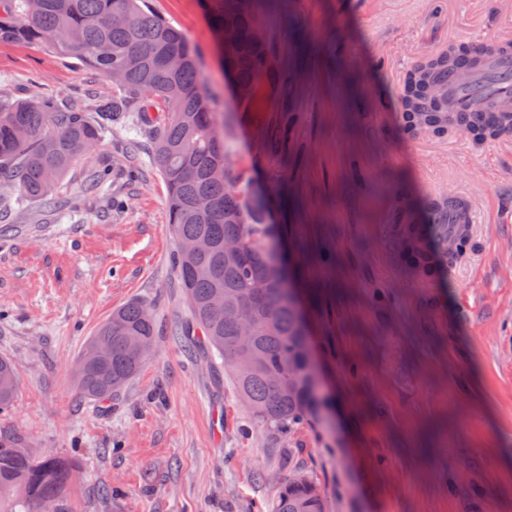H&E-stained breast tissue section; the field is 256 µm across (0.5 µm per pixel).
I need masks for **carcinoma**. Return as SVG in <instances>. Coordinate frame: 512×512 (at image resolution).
Returning <instances> with one entry per match:
<instances>
[{
    "label": "carcinoma",
    "mask_w": 512,
    "mask_h": 512,
    "mask_svg": "<svg viewBox=\"0 0 512 512\" xmlns=\"http://www.w3.org/2000/svg\"><path fill=\"white\" fill-rule=\"evenodd\" d=\"M143 0H0V41L36 43L71 55L112 82V95L95 105L65 106L53 96L0 99V185L19 182L22 191L55 206L56 185L101 142L105 123L138 113L146 124L155 103L167 116L159 125L154 155L168 187V220L176 240H199L195 255L176 251L174 261L186 289L191 341L221 360L252 430L284 437L317 419L327 403L319 394L311 340L293 300L285 267L272 268L266 245L265 206L249 201L228 172L229 153L218 132L216 111L204 87L195 48L169 22L144 8ZM221 38L224 68L241 88L240 103L260 105L276 89L288 99L285 80L265 28L275 0H201ZM471 62L450 50L418 61L402 89L406 126L448 131V66ZM288 107L267 133L269 151L288 136ZM512 128V104L476 118L467 132L477 142ZM112 178L109 164L85 171L88 188ZM403 261L428 278L436 275L416 225L404 230ZM155 323L142 303L112 314L90 337L75 362L80 392L102 405L117 395L143 363L137 350L153 343ZM16 367L0 359V413L13 403ZM267 512H324L320 489L303 469L288 464ZM70 462L35 458L0 437V512H42L52 502L69 512L64 492Z\"/></svg>",
    "instance_id": "carcinoma-1"
}]
</instances>
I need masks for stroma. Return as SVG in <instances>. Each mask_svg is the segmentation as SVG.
<instances>
[{"mask_svg":"<svg viewBox=\"0 0 512 512\" xmlns=\"http://www.w3.org/2000/svg\"><path fill=\"white\" fill-rule=\"evenodd\" d=\"M195 47L231 148L230 175L267 203V242L304 290L324 418L281 440L244 435L231 383L189 347L187 295L153 128L113 125L47 212L20 187L0 224V357L18 372L0 430L71 460L72 512H259L289 462L326 512H512V132L477 143L407 129L399 93L422 58L512 34V0H280L270 22L293 84L288 155L269 154L268 106L239 105L200 0H147ZM73 56L0 41V97H109ZM116 166L87 191L96 159ZM441 187L477 209L467 249L437 278L399 259L402 212L426 225ZM309 250L298 258L295 241ZM150 307L156 334L135 377L100 407L73 364L114 311Z\"/></svg>","mask_w":512,"mask_h":512,"instance_id":"stroma-1","label":"stroma"}]
</instances>
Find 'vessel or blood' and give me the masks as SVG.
<instances>
[{"instance_id":"1","label":"vessel or blood","mask_w":512,"mask_h":512,"mask_svg":"<svg viewBox=\"0 0 512 512\" xmlns=\"http://www.w3.org/2000/svg\"><path fill=\"white\" fill-rule=\"evenodd\" d=\"M475 71L483 73L486 83L482 88H473L470 73L459 72L448 78V110L450 114H473L489 109L490 101L507 103L512 101V44L495 45L492 52L478 54ZM436 200L447 201L448 221L444 224L428 225L440 251H447L449 244L459 237H471L476 222V211L471 200L460 193L436 192Z\"/></svg>"}]
</instances>
